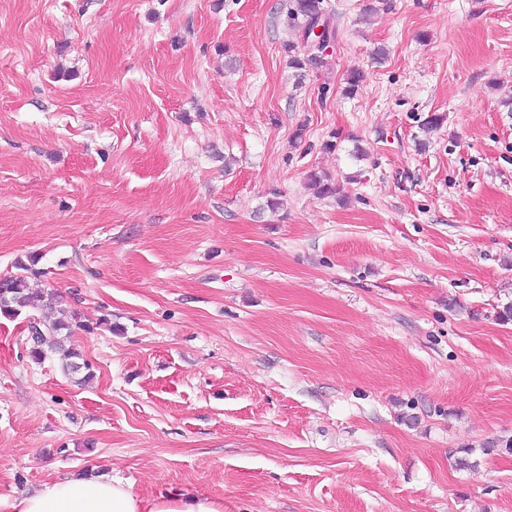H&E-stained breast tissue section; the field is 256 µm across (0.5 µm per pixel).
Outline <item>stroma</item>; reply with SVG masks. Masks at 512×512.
<instances>
[{
  "label": "stroma",
  "instance_id": "stroma-1",
  "mask_svg": "<svg viewBox=\"0 0 512 512\" xmlns=\"http://www.w3.org/2000/svg\"><path fill=\"white\" fill-rule=\"evenodd\" d=\"M324 5L299 78L286 0H0V277L36 258L94 373L0 316V512L92 467L224 512H512V0Z\"/></svg>",
  "mask_w": 512,
  "mask_h": 512
}]
</instances>
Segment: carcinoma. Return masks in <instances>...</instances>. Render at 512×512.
Masks as SVG:
<instances>
[{
	"instance_id": "carcinoma-1",
	"label": "carcinoma",
	"mask_w": 512,
	"mask_h": 512,
	"mask_svg": "<svg viewBox=\"0 0 512 512\" xmlns=\"http://www.w3.org/2000/svg\"><path fill=\"white\" fill-rule=\"evenodd\" d=\"M286 21L287 25L302 32V39L298 42L285 44L290 67L300 73L309 66L324 64L323 51L309 44V39L314 37V28L321 24L325 26L330 38L336 37V26L333 25L331 17L326 15L323 0H290ZM308 182L320 196L336 193V188L315 171L308 175ZM34 266L33 261L28 264L20 261L16 265L18 273L0 278V316L8 319H16L22 315L28 317L29 328L34 330L30 341L33 358L42 359L44 348L48 347L58 354L65 374L71 375L83 368L89 369L88 365L82 366L76 362L80 354L67 345L72 325L53 320L43 313L45 298L53 296V293H44L29 287L30 277L38 275Z\"/></svg>"
}]
</instances>
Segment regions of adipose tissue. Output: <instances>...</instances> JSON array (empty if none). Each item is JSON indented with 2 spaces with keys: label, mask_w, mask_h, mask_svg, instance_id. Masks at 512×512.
Wrapping results in <instances>:
<instances>
[{
  "label": "adipose tissue",
  "mask_w": 512,
  "mask_h": 512,
  "mask_svg": "<svg viewBox=\"0 0 512 512\" xmlns=\"http://www.w3.org/2000/svg\"><path fill=\"white\" fill-rule=\"evenodd\" d=\"M14 512H224L222 500L167 490L141 496L117 477L87 474L42 484L12 504Z\"/></svg>",
  "instance_id": "1"
}]
</instances>
